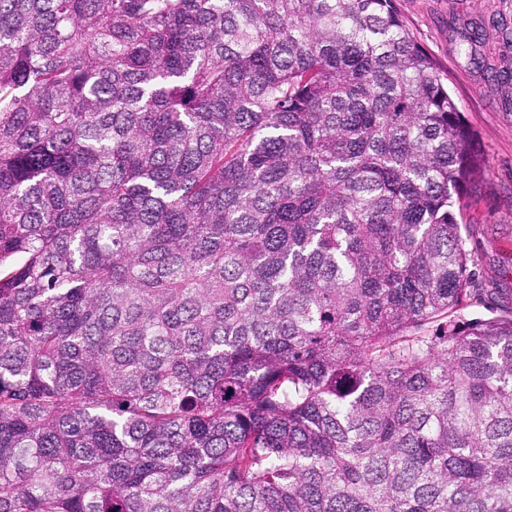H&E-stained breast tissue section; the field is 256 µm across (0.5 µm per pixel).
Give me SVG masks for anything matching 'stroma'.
Instances as JSON below:
<instances>
[{"instance_id": "stroma-1", "label": "stroma", "mask_w": 512, "mask_h": 512, "mask_svg": "<svg viewBox=\"0 0 512 512\" xmlns=\"http://www.w3.org/2000/svg\"><path fill=\"white\" fill-rule=\"evenodd\" d=\"M416 39L448 72V91L476 135L486 190L469 212L466 247L484 287L512 303V87L501 88L495 69L512 68V0H396ZM506 20V30L496 27ZM485 37L467 43L472 28Z\"/></svg>"}]
</instances>
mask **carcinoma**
Segmentation results:
<instances>
[{
    "mask_svg": "<svg viewBox=\"0 0 512 512\" xmlns=\"http://www.w3.org/2000/svg\"><path fill=\"white\" fill-rule=\"evenodd\" d=\"M483 187L395 0H0V512H512Z\"/></svg>",
    "mask_w": 512,
    "mask_h": 512,
    "instance_id": "carcinoma-1",
    "label": "carcinoma"
}]
</instances>
